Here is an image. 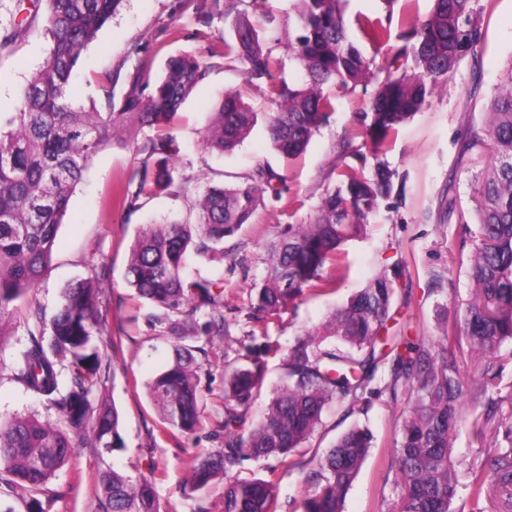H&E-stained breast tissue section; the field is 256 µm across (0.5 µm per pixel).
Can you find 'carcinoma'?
Instances as JSON below:
<instances>
[{"instance_id": "cac0c4a2", "label": "carcinoma", "mask_w": 512, "mask_h": 512, "mask_svg": "<svg viewBox=\"0 0 512 512\" xmlns=\"http://www.w3.org/2000/svg\"><path fill=\"white\" fill-rule=\"evenodd\" d=\"M122 2L45 0L44 61L20 89L13 111L0 112V339L8 335L16 302L38 287L71 196L101 150L125 144L128 133L142 155L136 180L121 197L130 212L140 208L143 197L187 196L195 190L171 163L173 137L145 130L173 125L208 73L204 62L175 56L156 78L141 66L119 98L112 78L102 83L103 109L75 103L72 77L82 53ZM295 2L290 23L297 36L288 40L287 54L301 73L296 84L277 78L282 59L273 55L249 11L238 8L237 0L228 6L235 20L224 41L225 63L241 64L247 82H263L275 109L256 112L240 93L226 92L205 131L206 145L230 153L262 120L272 147L290 163L335 110V98L324 94V87L343 96L371 85L364 119L372 163L340 168L312 221L297 225L275 246L262 284L250 290L252 316L259 322L307 290L332 284L327 270L337 265L340 246L359 234L394 192L395 173L383 159L388 138L447 85L483 37L476 0H434L427 17L404 34L401 52L380 64L348 30L346 0ZM26 30L22 20L0 30V50ZM359 32L374 45L384 39L383 29L369 18ZM487 147L491 160L476 176L472 195L478 220L470 256L474 293L442 345L421 346L399 332L390 337L388 350L376 351L395 294L394 281L380 275L336 309L323 331L297 339L283 352L281 383L262 418L249 424L241 408L260 397L266 358L280 351L262 332V343L244 346L245 353L225 362L224 447L191 466L190 490L222 480L224 512H276L278 467H265L261 477H243L242 462L271 457L286 462L314 434L327 407L361 400L384 366L386 388L403 387L409 405L395 448L392 512H460L455 503L463 490L468 512H512V427L503 434L508 447L495 443L492 455L466 472L451 462L466 362L461 340L486 358L480 390L497 376L495 352L512 341V67L486 109L484 126L471 131L464 151L481 155ZM285 192V178L258 164L232 186H205L195 222L154 224L131 247L126 282L149 304L150 328L175 339L170 363L147 383L162 428L173 437L197 426L205 345L225 329L223 282L186 278L187 260L224 257V240L250 223L264 195L280 199ZM105 280L106 267L92 259L88 276L67 284L52 314L33 305L25 315L27 340L13 356L11 380L55 414L53 420L15 415L0 421V496L24 504L26 512H52L56 497L48 484L72 461L78 444L103 454L125 447L119 414L99 395L103 361L96 337L107 332L101 313ZM370 448L367 429L345 432L314 471V490L303 512H343ZM154 471L152 465L132 476L104 462L97 488L111 512H160Z\"/></svg>"}]
</instances>
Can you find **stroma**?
I'll return each instance as SVG.
<instances>
[{"mask_svg":"<svg viewBox=\"0 0 512 512\" xmlns=\"http://www.w3.org/2000/svg\"><path fill=\"white\" fill-rule=\"evenodd\" d=\"M212 2L123 0L119 12L85 50L73 78L77 102L88 106L99 99L100 75H111L119 95L136 66L151 67L158 74L171 56L193 55L207 63L210 71L183 105L171 130L181 174L198 187L208 182L231 185L262 164L287 179L288 194L279 200L266 199L251 224L225 240L223 259L194 260L185 270L190 277L223 280L227 319L223 339L214 341L199 374L203 403L194 433L177 440L164 433L147 398L144 384L166 366L173 340L148 329L147 304L127 287L125 276L129 248L138 235L165 219H193L195 199L162 196L143 200L136 212L123 209L117 202L118 190L136 174L141 161L134 149L111 146L93 159L71 197L38 288L18 303L22 311L33 304L54 311L65 285L87 275L89 257L106 265L110 287L102 303L107 325L100 341L107 368L102 393L120 413L125 440L123 450L115 452L112 460L132 474L146 472L148 463L157 464L154 488L162 512H196L200 506L207 512H224L223 483L189 494L183 491L195 458L224 445V360L235 357L252 332L249 293L263 276L273 245L287 236L290 226L310 221L324 190L334 186L339 166L358 164V157L344 152L342 146L349 141L363 146L361 116L370 100L361 89L339 98L335 112L306 152L289 164L272 149L261 127L234 153L207 150L204 132L212 112L225 91L243 86L241 72L224 65L228 30L223 10H216L210 25L198 22L197 8ZM432 7L433 0H395L390 7L384 0H347L345 18L351 27L366 17L382 22L389 32L388 42L376 47L365 40L361 48L378 62L388 63L404 46V32ZM289 8V0H268L250 11L280 56L288 40ZM482 28L484 37L474 55L464 59L446 87L390 137L384 159L395 172L400 191L382 201L378 215L365 224L360 236L346 242L335 290L294 300L280 317L269 321L271 340L289 347L383 272L397 278L392 310L397 328L424 346L441 345L473 286L469 256L475 239L468 228L476 223L471 196L479 165L473 155L461 152L460 145L471 126L483 123L500 75L512 66V0H492L482 16ZM47 45L45 16L39 13L31 18L26 34L0 54L1 111H12L20 87L43 61ZM451 199L457 206L453 213L447 205ZM24 334V324L18 321L11 336L0 342V417L45 412L3 371ZM500 353L498 388L485 396L468 394L461 406L453 436L460 468L485 458L490 450L488 440L474 435L489 398L504 397V411H512V343L503 345ZM407 409L408 396L401 390L373 395L365 414L344 407L327 410L306 447L296 453L294 466L279 469L276 512H302L312 490L310 473L336 439L357 425L368 426L373 442L343 512H389L394 498V448ZM100 465L97 449L86 445L76 449L72 464L50 484L58 496L56 512H103V497L96 485Z\"/></svg>","mask_w":512,"mask_h":512,"instance_id":"stroma-1","label":"stroma"}]
</instances>
